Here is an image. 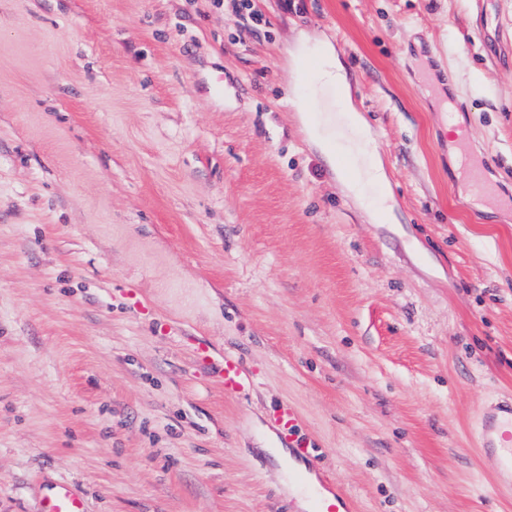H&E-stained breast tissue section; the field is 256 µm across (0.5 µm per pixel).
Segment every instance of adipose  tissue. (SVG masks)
Instances as JSON below:
<instances>
[{"label":"adipose tissue","instance_id":"obj_1","mask_svg":"<svg viewBox=\"0 0 512 512\" xmlns=\"http://www.w3.org/2000/svg\"><path fill=\"white\" fill-rule=\"evenodd\" d=\"M297 51L302 55L313 56L316 61V77L311 80L300 70L292 71L288 88L293 106L301 112L315 111L320 106V86L338 90L340 106L349 126L356 134L358 147L368 148L372 142L370 127L352 104L350 85L332 44L326 41L311 44L302 39L297 44ZM339 180L344 189L358 200L373 221H382L385 215L391 214L390 188L378 157L370 158L364 177L359 178L343 173L340 174Z\"/></svg>","mask_w":512,"mask_h":512}]
</instances>
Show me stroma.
<instances>
[{"label":"stroma","instance_id":"obj_1","mask_svg":"<svg viewBox=\"0 0 512 512\" xmlns=\"http://www.w3.org/2000/svg\"><path fill=\"white\" fill-rule=\"evenodd\" d=\"M0 0V512H512L474 433L512 398V0ZM336 48L395 220L284 101ZM447 97L441 111L439 97ZM236 354L226 393L192 338ZM305 135L309 143L316 147L327 159L332 168L335 167L339 181L344 189L355 197L375 222L386 221L392 215L389 184L377 155L372 154L368 168L363 178L352 174H344L336 167V157L333 156V143L326 128L312 126L306 122ZM387 218H383V215ZM273 422L278 427L279 436L288 445V448H295L296 453L302 458L308 454L306 441L300 438L294 430L296 414L291 405H282L274 415ZM38 512H88V504L74 484L61 482L51 495L40 500Z\"/></svg>","mask_w":512,"mask_h":512}]
</instances>
